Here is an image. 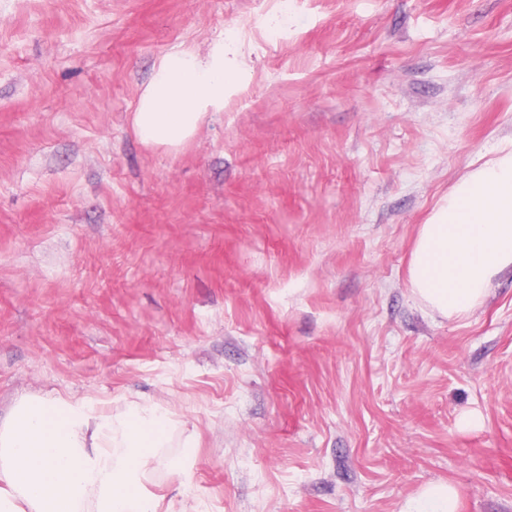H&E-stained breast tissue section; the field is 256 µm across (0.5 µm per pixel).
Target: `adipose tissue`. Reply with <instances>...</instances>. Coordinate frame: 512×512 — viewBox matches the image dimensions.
Instances as JSON below:
<instances>
[{
  "instance_id": "obj_1",
  "label": "adipose tissue",
  "mask_w": 512,
  "mask_h": 512,
  "mask_svg": "<svg viewBox=\"0 0 512 512\" xmlns=\"http://www.w3.org/2000/svg\"><path fill=\"white\" fill-rule=\"evenodd\" d=\"M234 38L206 54L159 58L132 124L144 144L178 149L242 87ZM512 268V140L487 153L421 225L408 265L413 295L448 319L469 314ZM174 421L153 402L112 414L86 399L21 397L0 421V512H157L142 480L177 471L164 455Z\"/></svg>"
}]
</instances>
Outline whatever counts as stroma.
Returning <instances> with one entry per match:
<instances>
[{"label":"stroma","mask_w":512,"mask_h":512,"mask_svg":"<svg viewBox=\"0 0 512 512\" xmlns=\"http://www.w3.org/2000/svg\"><path fill=\"white\" fill-rule=\"evenodd\" d=\"M228 32L243 89L144 145L155 62ZM510 139L512 0H0V419L159 404L163 507L512 512V269L460 320L408 280ZM458 495L450 485L432 484L410 499L401 512H456Z\"/></svg>","instance_id":"obj_1"}]
</instances>
